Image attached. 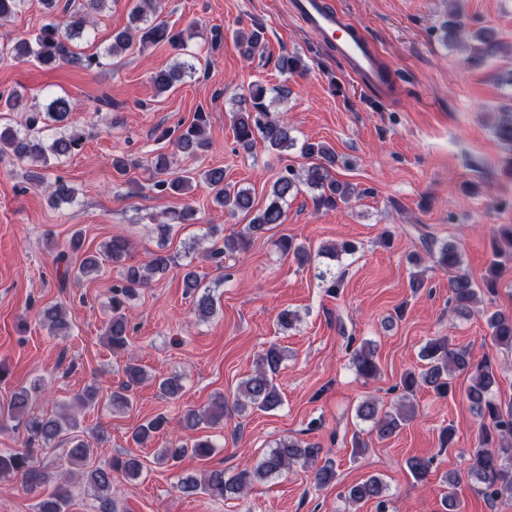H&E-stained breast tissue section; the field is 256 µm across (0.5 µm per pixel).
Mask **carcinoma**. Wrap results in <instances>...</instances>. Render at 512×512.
Listing matches in <instances>:
<instances>
[{"label": "carcinoma", "mask_w": 512, "mask_h": 512, "mask_svg": "<svg viewBox=\"0 0 512 512\" xmlns=\"http://www.w3.org/2000/svg\"><path fill=\"white\" fill-rule=\"evenodd\" d=\"M27 0H0V21H6L19 13ZM108 0H82L66 20H51L43 24L33 37L10 38L0 45V54L9 55L21 62L33 61L44 67H54L61 62L77 63L86 70L100 68L105 61L132 46L136 41L141 44L167 43L177 51L184 50L187 39L185 32L176 30L167 22L155 18L156 0H133L130 9V25L112 36V43L102 53L79 54L72 45L75 40L89 35L93 25V14L103 10ZM461 0H448L450 9L448 18L441 25L442 38L447 44L458 45L466 50L465 64L470 68H480L489 59L511 54L512 46L498 40L494 30L482 27L470 31L462 26L460 20ZM264 40V28L257 27L246 33L238 31L235 43L245 47L250 53L256 50ZM277 68L283 74H303L307 70L304 60L296 53H286L277 60ZM196 71L194 62L183 60L174 65L155 71L151 75L154 88L165 93L170 91L183 76ZM274 100L267 95L266 87L254 82L247 92L236 97L237 110L233 113V133L238 146L250 153L257 143L266 148L286 152L299 147L304 163L298 168L287 165L279 173L272 185L271 199L268 205L257 212L253 211L254 200L251 191L246 188H232L224 184V168L213 167L194 175L189 172H177L172 167L171 156L158 153L150 158L149 166L154 176V188L161 193L185 195L190 192L193 183L200 179L214 193L213 201L228 210L234 216L237 213H254L243 232L224 238V248H217L209 256H219L225 252H234L248 245L250 237L266 231L273 224L284 223V207L288 197L297 193L300 186L317 192L314 202L317 207L336 209L347 203L355 194L351 184L338 180L333 174L336 167V153L327 144L320 141L305 140L296 145L286 118L280 112L272 111ZM72 112L70 100L56 95L42 108L32 107L26 110L23 121L15 126L0 124V155L11 154L21 161L38 163L50 168L55 163L79 153L82 149L85 133L78 127H70ZM209 115L203 111L195 114L193 122L178 133L173 144L177 150L195 153L208 145L207 130ZM494 133L502 141L511 157L508 158V171H512V109L500 112ZM75 192L62 179L54 182L50 198L57 203H69ZM196 223V212L185 207L180 212H171L165 221L157 225L161 237H167L174 224ZM419 239L430 259L437 267L448 272L450 297L448 303L452 311L459 316H467L479 301V289L463 266L462 254L451 243L436 245L433 237L420 232ZM277 246L282 254L291 256L298 264L305 265L314 257L330 260L350 255L355 246L349 242L321 247L316 254L295 242L288 236L279 239ZM130 243L123 237H114L96 254L83 258L77 271L64 270L62 280L74 277L79 281L108 263L123 266L122 281L112 286L110 301L111 316L108 321L105 338L112 352L126 350L129 341L130 325L127 319L128 302L134 299L141 288L147 286L156 273L165 272L175 264L174 257L160 250L152 253L145 265H125L129 256ZM493 259L483 286L486 293L495 295L499 266L505 259L512 258V225H501L493 237ZM195 310L200 318H207L215 312V300L210 291L203 292L195 300ZM486 323L491 331V339L500 346L512 348V313L502 310L487 311ZM43 321L52 332L68 328L66 313L59 307L43 311ZM419 357L424 362L419 372H407L400 382L401 396L395 410H383L377 402L368 399L357 410L358 417L372 424L380 440L393 436L404 422L414 414V408H406L409 395L421 385L433 389L438 396L446 397L452 390L451 380L458 372L471 374V384L467 389V398L480 419V433L477 445L471 449L468 458L467 477L476 481L479 492L487 499L512 498V403L501 405L491 397L492 387L497 384L498 368L489 358L474 360L466 346L455 347L445 337L428 340L420 349ZM284 360V351L276 344L262 349L256 358L254 372L241 382L233 409L242 413L249 408L274 410L281 405V395L275 383ZM351 363L357 373L371 379L379 372L375 360V350L362 344L352 350ZM126 381L119 390L112 392V407L124 409L130 407L129 391L145 379L144 370L134 361L124 368ZM41 392V385L33 382L22 387L12 395L7 417L24 427L26 447L22 449L0 450V479L18 477L22 486L30 493H37L39 501L35 512H67L72 497L70 489L78 476L72 472L64 475L48 494L40 489L48 482V473L34 464L33 454L37 447H48L58 442H69L68 462L72 466L82 467L89 458L92 448L81 436L74 434L77 422L62 423L54 417H36L30 414L33 400ZM227 400L216 396L208 408L202 412L189 410L184 416V429L195 430L202 424L215 425L223 421ZM168 421L159 415L138 425L131 433L132 441L145 445L160 432L167 430ZM213 443L209 439L196 438L190 441L182 438L170 443L165 449L162 460L175 464L190 454L198 458L211 455ZM322 449L304 441L283 439L270 452L258 458L252 464L228 478L222 469H213L198 480L187 477L180 481L177 490L191 496L199 492L213 499H222L228 495L241 494L255 482L279 475L295 465L313 470L316 484L325 486L335 480L336 470L332 460H321ZM407 467L416 481L424 480L431 472L432 460L412 457ZM120 471L130 479H137L142 473L140 459L131 453L112 457L108 466L96 467L82 472L88 486L94 491L95 512H120L112 497V472ZM461 478L453 473L448 476V494L443 501L446 512H459L460 500L457 488ZM345 499L352 503L362 500H375L378 512H388L385 499V485L372 476L363 482L350 486Z\"/></svg>", "instance_id": "obj_1"}]
</instances>
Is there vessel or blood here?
<instances>
[{
    "label": "vessel or blood",
    "instance_id": "obj_1",
    "mask_svg": "<svg viewBox=\"0 0 512 512\" xmlns=\"http://www.w3.org/2000/svg\"><path fill=\"white\" fill-rule=\"evenodd\" d=\"M288 9L308 30L335 47L350 73L369 84H379L380 63L376 52L326 0H289Z\"/></svg>",
    "mask_w": 512,
    "mask_h": 512
}]
</instances>
